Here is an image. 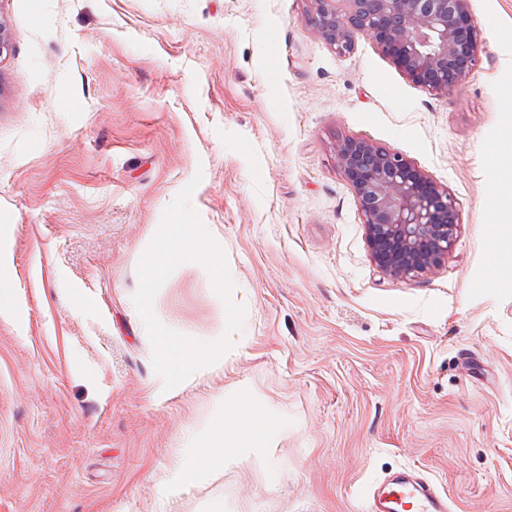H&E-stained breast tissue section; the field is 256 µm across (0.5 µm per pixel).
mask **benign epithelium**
Segmentation results:
<instances>
[{"label": "benign epithelium", "mask_w": 512, "mask_h": 512, "mask_svg": "<svg viewBox=\"0 0 512 512\" xmlns=\"http://www.w3.org/2000/svg\"><path fill=\"white\" fill-rule=\"evenodd\" d=\"M315 34L336 53L370 35L409 81L446 95L477 61L481 36L470 0H315ZM358 200L372 260L388 275L425 274L448 258L457 237L448 191L397 152L349 137L336 149Z\"/></svg>", "instance_id": "7a95c632"}]
</instances>
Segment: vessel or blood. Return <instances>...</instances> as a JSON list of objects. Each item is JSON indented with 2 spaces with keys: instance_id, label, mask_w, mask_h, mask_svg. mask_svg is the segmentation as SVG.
I'll use <instances>...</instances> for the list:
<instances>
[{
  "instance_id": "b4317fda",
  "label": "vessel or blood",
  "mask_w": 512,
  "mask_h": 512,
  "mask_svg": "<svg viewBox=\"0 0 512 512\" xmlns=\"http://www.w3.org/2000/svg\"><path fill=\"white\" fill-rule=\"evenodd\" d=\"M365 512H403L415 500L417 512H453L446 492L416 469L406 468L368 482L361 489Z\"/></svg>"
}]
</instances>
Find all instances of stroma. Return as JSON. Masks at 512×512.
<instances>
[{
  "instance_id": "1",
  "label": "stroma",
  "mask_w": 512,
  "mask_h": 512,
  "mask_svg": "<svg viewBox=\"0 0 512 512\" xmlns=\"http://www.w3.org/2000/svg\"><path fill=\"white\" fill-rule=\"evenodd\" d=\"M313 10L0 0V512H361L359 486L408 465L454 512H512V285L494 283L512 265L492 247L512 224L493 158L512 130V0H470L482 49L442 97L366 34L337 54ZM346 137L454 199L431 273L372 261ZM176 212L209 252L148 279ZM150 324L239 343L171 386ZM247 385L283 413L271 447L171 496Z\"/></svg>"
}]
</instances>
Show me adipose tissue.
<instances>
[{
	"mask_svg": "<svg viewBox=\"0 0 512 512\" xmlns=\"http://www.w3.org/2000/svg\"><path fill=\"white\" fill-rule=\"evenodd\" d=\"M181 223L180 214H173L170 224L164 225L165 248L162 253L150 255L146 260L149 278L161 277L168 262L178 256L184 246L186 237H193L196 244H203L206 235L204 225L194 224L189 236L177 233L176 227ZM153 339L166 352V381L177 383L197 375L204 367L214 362L223 361L224 337L216 335L206 343L189 348L183 347L176 337L165 331L155 332ZM225 404H240L241 410L234 427L227 429H210L204 434L200 448L195 455L199 460L197 466L189 469L191 478L204 476L210 464L227 465L238 460L247 448L266 447L273 434L277 421V412L255 389L243 388L224 398Z\"/></svg>",
	"mask_w": 512,
	"mask_h": 512,
	"instance_id": "adipose-tissue-1",
	"label": "adipose tissue"
}]
</instances>
